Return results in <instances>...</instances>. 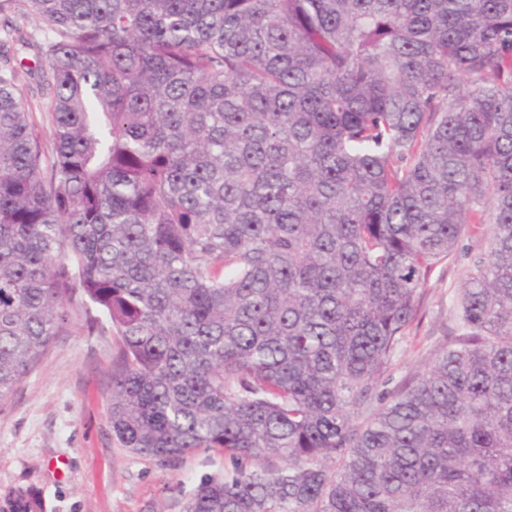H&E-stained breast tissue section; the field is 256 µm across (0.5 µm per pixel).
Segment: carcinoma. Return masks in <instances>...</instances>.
Instances as JSON below:
<instances>
[{"label":"carcinoma","instance_id":"obj_1","mask_svg":"<svg viewBox=\"0 0 512 512\" xmlns=\"http://www.w3.org/2000/svg\"><path fill=\"white\" fill-rule=\"evenodd\" d=\"M0 412L70 325L184 512H512V0H0ZM492 228L422 372L435 267ZM0 512H43L29 490ZM39 68V58L33 49H24L18 43L6 42V46L0 49V72L17 71L18 83L26 99L32 106L35 122L44 131L45 137L49 139L47 129L50 125V115L42 107L43 100L40 98L36 86V78L30 76L29 72H35Z\"/></svg>","mask_w":512,"mask_h":512}]
</instances>
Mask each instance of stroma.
<instances>
[{
  "label": "stroma",
  "instance_id": "obj_1",
  "mask_svg": "<svg viewBox=\"0 0 512 512\" xmlns=\"http://www.w3.org/2000/svg\"><path fill=\"white\" fill-rule=\"evenodd\" d=\"M38 67L34 50L12 42L0 49V72L17 71L35 122L46 128L50 115L33 76ZM489 235L484 228L462 241L431 276L419 319L394 361V380L424 370L442 344L454 298L468 279L469 252L487 251ZM68 311V332L0 413V498L21 487L40 496L44 512H183L192 490L205 477L224 473L228 459L201 451L166 470L117 447L107 410L116 340L86 322L81 297Z\"/></svg>",
  "mask_w": 512,
  "mask_h": 512
}]
</instances>
